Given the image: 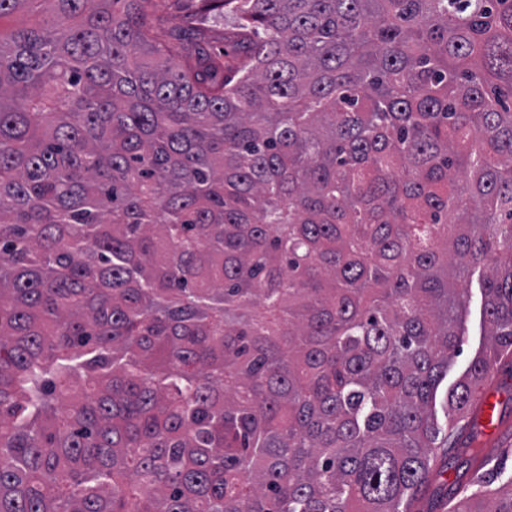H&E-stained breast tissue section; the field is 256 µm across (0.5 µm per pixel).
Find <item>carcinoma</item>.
Segmentation results:
<instances>
[{
  "mask_svg": "<svg viewBox=\"0 0 512 512\" xmlns=\"http://www.w3.org/2000/svg\"><path fill=\"white\" fill-rule=\"evenodd\" d=\"M146 2L0 0V512H413L512 355V0ZM467 326L469 336H466L459 356L455 358L453 365L448 371V388L464 373L470 361L476 353L481 350L486 341V336H483L484 325L483 319L481 318V295L478 289L472 290V300Z\"/></svg>",
  "mask_w": 512,
  "mask_h": 512,
  "instance_id": "carcinoma-1",
  "label": "carcinoma"
}]
</instances>
